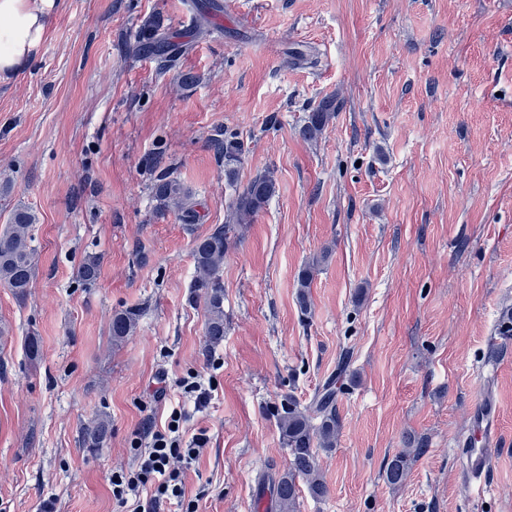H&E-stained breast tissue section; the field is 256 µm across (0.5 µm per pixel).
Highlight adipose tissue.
I'll return each mask as SVG.
<instances>
[{"instance_id": "1", "label": "adipose tissue", "mask_w": 512, "mask_h": 512, "mask_svg": "<svg viewBox=\"0 0 512 512\" xmlns=\"http://www.w3.org/2000/svg\"><path fill=\"white\" fill-rule=\"evenodd\" d=\"M57 0H0V83L14 80L44 40Z\"/></svg>"}]
</instances>
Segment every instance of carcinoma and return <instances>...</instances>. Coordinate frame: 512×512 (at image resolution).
I'll return each mask as SVG.
<instances>
[{"mask_svg": "<svg viewBox=\"0 0 512 512\" xmlns=\"http://www.w3.org/2000/svg\"><path fill=\"white\" fill-rule=\"evenodd\" d=\"M336 111L332 98L322 100L308 113L299 135L306 141H315ZM224 155V175L232 183L237 178L238 165L245 152L244 143L235 136H228L217 144ZM155 197L164 205H173L181 211L186 224L195 223L198 212L190 195L180 183L167 173L160 174L154 187ZM276 191L272 176L264 174L254 177L237 193L230 205L226 224L219 226L206 236L196 239L192 258L194 265V288L204 295L207 307L205 333L211 344L224 339V285L222 271L231 234L237 227L250 223L268 204ZM36 217L31 210L17 206L11 212L9 223L0 229V284L10 288L18 300L27 296L28 288L35 276L36 260L31 242V227ZM325 256L314 258L297 276L300 307L308 308V290L315 275L320 271ZM99 258L87 257L81 264V279L90 283L98 274ZM139 313L134 309L119 310L112 314L110 333L112 344L120 345L133 335L138 326ZM283 443L288 448L289 466L273 484V495L279 512H296L299 488L297 479H302L309 494L319 499L326 494V484L319 467L317 450L336 447L340 432V420L336 412V389L325 386L317 395L311 408L302 407L290 398L281 405L278 418ZM110 433V420L105 415L82 428V444L89 449L103 447ZM423 449L414 447L412 438L406 439L404 451L395 455L386 465L385 480L388 484H402L412 461Z\"/></svg>", "mask_w": 512, "mask_h": 512, "instance_id": "obj_1", "label": "carcinoma"}]
</instances>
